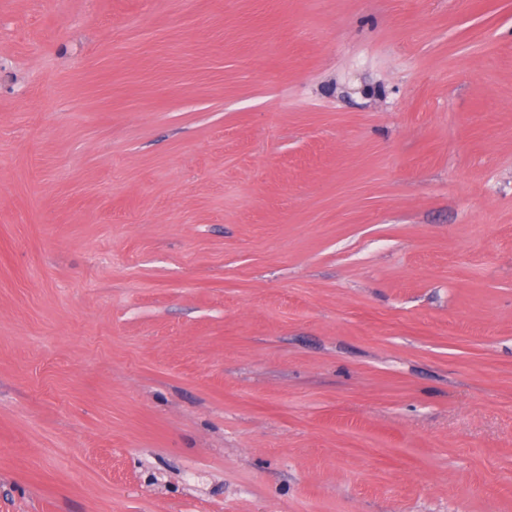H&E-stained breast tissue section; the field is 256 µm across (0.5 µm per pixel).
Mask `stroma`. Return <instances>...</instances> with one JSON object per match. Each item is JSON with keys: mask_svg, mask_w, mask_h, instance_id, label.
Wrapping results in <instances>:
<instances>
[{"mask_svg": "<svg viewBox=\"0 0 512 512\" xmlns=\"http://www.w3.org/2000/svg\"><path fill=\"white\" fill-rule=\"evenodd\" d=\"M0 512H512V0H0Z\"/></svg>", "mask_w": 512, "mask_h": 512, "instance_id": "stroma-1", "label": "stroma"}]
</instances>
